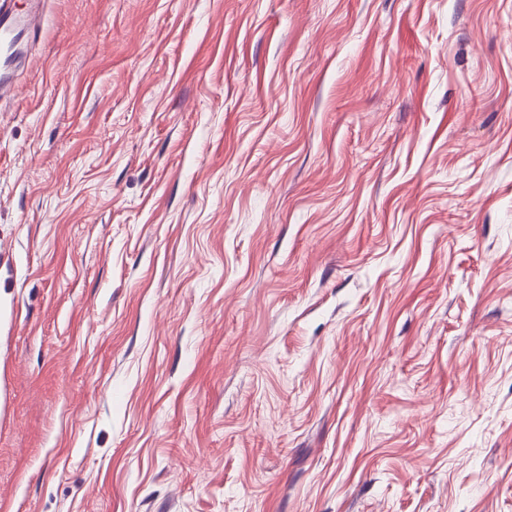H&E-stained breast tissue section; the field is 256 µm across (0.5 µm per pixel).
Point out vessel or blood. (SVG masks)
Here are the masks:
<instances>
[{"instance_id":"obj_1","label":"vessel or blood","mask_w":512,"mask_h":512,"mask_svg":"<svg viewBox=\"0 0 512 512\" xmlns=\"http://www.w3.org/2000/svg\"><path fill=\"white\" fill-rule=\"evenodd\" d=\"M36 19L22 21L15 0H0V101L14 99L17 81L13 75L15 60L25 40L34 34Z\"/></svg>"}]
</instances>
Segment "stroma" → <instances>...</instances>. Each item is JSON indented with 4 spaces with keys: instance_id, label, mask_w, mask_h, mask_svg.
<instances>
[{
    "instance_id": "35a3bbf8",
    "label": "stroma",
    "mask_w": 512,
    "mask_h": 512,
    "mask_svg": "<svg viewBox=\"0 0 512 512\" xmlns=\"http://www.w3.org/2000/svg\"><path fill=\"white\" fill-rule=\"evenodd\" d=\"M39 10L11 512H512V0Z\"/></svg>"
}]
</instances>
